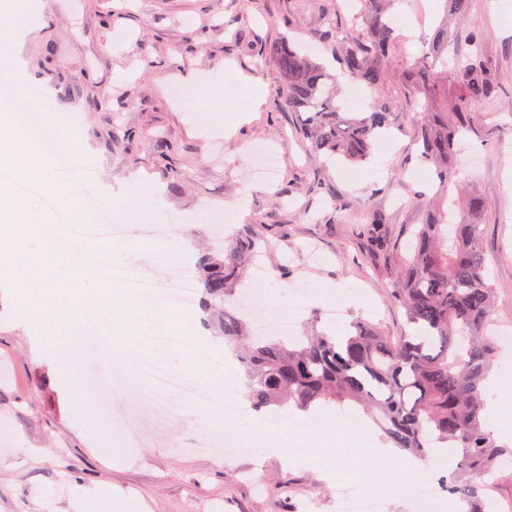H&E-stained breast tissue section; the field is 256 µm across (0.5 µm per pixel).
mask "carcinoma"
<instances>
[{"label": "carcinoma", "instance_id": "cac0c4a2", "mask_svg": "<svg viewBox=\"0 0 512 512\" xmlns=\"http://www.w3.org/2000/svg\"><path fill=\"white\" fill-rule=\"evenodd\" d=\"M391 0H365L364 33L350 39L336 17L326 18L318 40L339 63L342 74L380 90L395 46L388 16ZM452 40L477 45L480 38L462 28H438L430 49L413 61L411 76L425 94L444 75L461 83V95L413 132L421 158L433 164L441 198L429 205L421 224L410 231L413 256L400 275L393 299L404 309L411 331L392 338L365 322L342 336L315 332L281 337L251 333L234 308L238 286L264 239L246 224L236 231L223 255L203 253L195 262L198 306L217 317L224 339L249 378L251 406L314 414L335 406L362 411L383 431L385 442L424 461L434 448L459 452L456 469L439 478L448 494L485 512L498 481L492 467L512 460V446L499 443L485 420L487 381L497 358L488 335L495 322L493 288L485 275L483 228L476 223L448 224L449 186L454 183L453 157L459 138L474 132L470 108L492 96L495 81L475 53L458 73L441 69L443 51ZM273 57L282 80L288 111L304 115L301 132L317 155L349 163L366 162L377 136L391 129L393 106L369 112H346L338 86L324 64L284 38ZM363 234L372 249L396 246L385 213L369 208Z\"/></svg>", "mask_w": 512, "mask_h": 512}]
</instances>
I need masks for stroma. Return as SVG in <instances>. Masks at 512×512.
Segmentation results:
<instances>
[{
  "label": "stroma",
  "mask_w": 512,
  "mask_h": 512,
  "mask_svg": "<svg viewBox=\"0 0 512 512\" xmlns=\"http://www.w3.org/2000/svg\"><path fill=\"white\" fill-rule=\"evenodd\" d=\"M443 0H396L392 13L397 44L388 64L390 81L371 94L342 81L343 97L358 96L361 111L402 97L390 142L369 162H323L299 135L300 118L278 96L281 76L270 53L288 37L315 55L327 9L339 24L353 27L359 0H25L20 35L0 64V85L13 87L0 106L18 115L41 113L68 145L78 146L75 167L94 166L96 182L85 192L59 182V198L38 193L32 204L54 225L56 238L80 254L98 238L76 236L77 226L106 223L122 214L125 238L116 247L132 251L130 272L149 277L169 262H194L201 246L216 245L214 225L232 233L253 225L270 247L267 276L254 284L258 306L284 314L298 306L299 326L329 323L324 309L338 305L342 324L363 320L383 335L408 329L404 310L391 297L406 266L400 245L372 252L357 233L367 202L386 212L393 239L403 240L418 224L434 173L420 164L409 135L424 113L441 111L458 97L455 81L439 84L436 97L421 94L410 79L415 52L428 49L442 15ZM464 27L481 33L479 51L498 86L494 102L472 111L476 133L468 141L483 164L459 166L464 188L485 203L486 275L495 290L498 317L512 326V18L499 0H474ZM153 61L144 68L143 57ZM232 84L233 99L223 86ZM185 93L175 97L173 89ZM263 141L277 147L274 184L251 175L248 147ZM80 197L79 212L63 198ZM349 206L340 211L337 199ZM215 209L197 220L202 202ZM186 350L214 348L217 361L193 379L197 388L219 389L222 377L244 379L238 363H224L225 346L215 343L197 307L160 308ZM16 313L0 300V512H99L96 492L112 489L108 512H293L299 500L313 512H331L334 491L321 462H292L276 448L246 450L247 441L294 437L300 416L284 411H248L241 433H225L208 421L194 399L177 397L172 414L144 412L127 385L108 398L85 388L68 390L33 336L15 327ZM47 343L72 353L79 378L110 380L121 352L146 355L143 337H114L110 326L81 314L72 326L49 315ZM353 452L332 463L358 469L366 488L378 489L399 471L407 454L385 446L380 431L362 439L343 428ZM238 444L225 458L216 440ZM379 448L374 468L359 465V449ZM262 487L254 494L242 472Z\"/></svg>",
  "instance_id": "obj_1"
}]
</instances>
